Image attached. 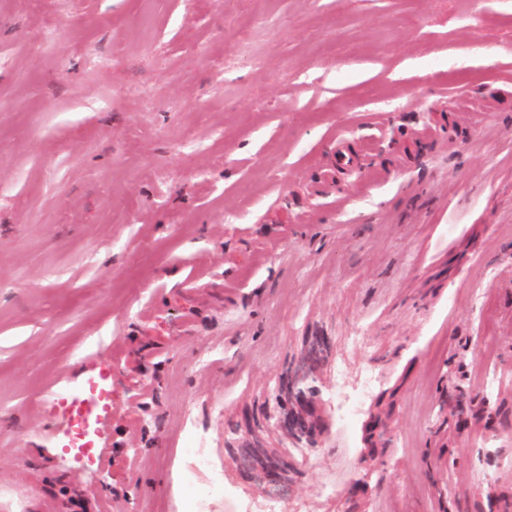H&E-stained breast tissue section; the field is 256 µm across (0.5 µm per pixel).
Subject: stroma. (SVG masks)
<instances>
[{
  "label": "stroma",
  "mask_w": 512,
  "mask_h": 512,
  "mask_svg": "<svg viewBox=\"0 0 512 512\" xmlns=\"http://www.w3.org/2000/svg\"><path fill=\"white\" fill-rule=\"evenodd\" d=\"M318 331L288 512H512V0H0V512H262L225 430ZM363 429V457L376 464L380 463L379 448L389 447L393 429L380 415L373 413L364 421Z\"/></svg>",
  "instance_id": "1"
}]
</instances>
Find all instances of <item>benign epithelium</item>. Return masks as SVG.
<instances>
[{
  "label": "benign epithelium",
  "instance_id": "7a95c632",
  "mask_svg": "<svg viewBox=\"0 0 512 512\" xmlns=\"http://www.w3.org/2000/svg\"><path fill=\"white\" fill-rule=\"evenodd\" d=\"M332 355L328 336H309L302 350L287 360L273 393V404L246 413L224 435V448L246 483L259 482L269 497L281 498L305 477L302 463L268 442V434H282L291 448H318L327 423L319 398L320 374ZM363 457L381 462L379 449L389 447L392 427L378 414L363 423Z\"/></svg>",
  "mask_w": 512,
  "mask_h": 512
}]
</instances>
